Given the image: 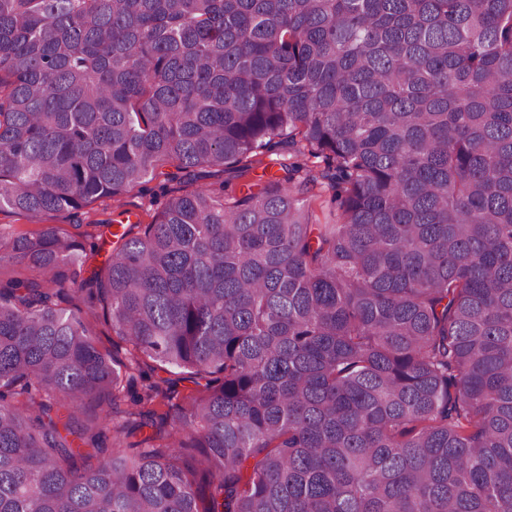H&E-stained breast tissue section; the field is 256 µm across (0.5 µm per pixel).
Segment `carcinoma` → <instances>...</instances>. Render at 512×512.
Here are the masks:
<instances>
[{
  "instance_id": "carcinoma-1",
  "label": "carcinoma",
  "mask_w": 512,
  "mask_h": 512,
  "mask_svg": "<svg viewBox=\"0 0 512 512\" xmlns=\"http://www.w3.org/2000/svg\"><path fill=\"white\" fill-rule=\"evenodd\" d=\"M154 179L0 251V512H512V0H0V214ZM159 184L160 179H155L147 183L146 187L148 191H144L140 194L134 192L130 196L122 199L121 207L116 208V205L112 207V201H108V205L104 204L103 206L96 207L95 210L97 211L92 212L89 219L105 220L112 218L113 210L119 212L122 209H127L132 214H135L137 219L140 218L144 223H148L151 221V216L158 212L161 205L170 197L163 196L160 193ZM103 208H105V210H103ZM117 212H114V218L119 219L115 215ZM61 305L67 309H72L83 319H86L89 322L99 347L111 352L113 349H118L119 357L127 362L125 355L126 344L118 336H113L112 332L108 330V328L102 323L101 319L88 311L82 302H80L77 298H74L71 303H62ZM75 306L80 307L81 312H78Z\"/></svg>"
}]
</instances>
